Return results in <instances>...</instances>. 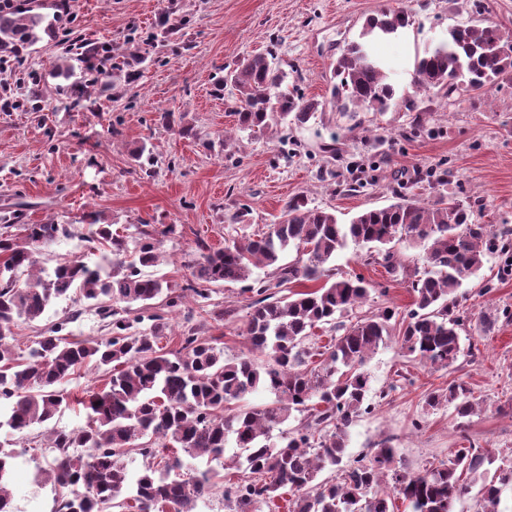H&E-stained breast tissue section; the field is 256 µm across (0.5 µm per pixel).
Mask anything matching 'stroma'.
Here are the masks:
<instances>
[{
    "label": "stroma",
    "mask_w": 512,
    "mask_h": 512,
    "mask_svg": "<svg viewBox=\"0 0 512 512\" xmlns=\"http://www.w3.org/2000/svg\"><path fill=\"white\" fill-rule=\"evenodd\" d=\"M69 19L44 35L40 52L0 73V88L37 102L29 112H0V215L18 210L27 224L55 221L74 225L75 237L42 246L40 260L51 267L63 259L97 261L98 243L86 240L90 225L108 224L134 234L148 223L161 230L164 274L184 285L197 257L196 244L223 246L265 231L288 197L303 194L312 206L335 211L341 222L358 212L394 202L398 186L431 203L443 196L481 201L480 221L512 228V82L503 80L487 95L460 93L451 99L418 97L419 110L401 107L350 115L328 107L302 127L283 135L236 128L216 83L224 68L277 41L282 65L293 66L306 98L328 99L330 66L358 40L366 21L393 10L407 11L410 24L381 45L398 95L413 93L418 57L446 38L448 28L485 8L512 37V0H71ZM177 32L166 46L150 37L162 25ZM108 45L123 68L109 88L89 72L80 42ZM165 112H186L195 137L161 120ZM232 143H225V136ZM148 144L157 163L144 178L130 152ZM448 170L447 182L435 179ZM241 223L231 215L240 205ZM172 234H165V227ZM366 251L348 247L330 261L337 276L361 275L370 282L355 316L385 308L404 312L413 296L408 282L381 265H365ZM469 315L460 333L463 355L457 373L408 362L396 340L369 360L375 408L350 429L348 453L358 456L389 441L396 460L411 471L438 463L449 449L473 441L512 452V256L487 250L478 276L458 290ZM248 295L239 282L216 286L209 299L185 298L170 312L173 327L186 323L216 339L225 358L246 350L243 334ZM235 317L219 319L226 307ZM70 337L100 340L108 331L82 300L58 301L41 318L21 321L12 344L26 352L38 336L72 310ZM497 314L493 331L480 318ZM462 378L482 406L471 419L451 409L425 411V394ZM45 429L33 426L12 438L18 454L10 486L16 512H52L51 485L35 474L48 456L32 451Z\"/></svg>",
    "instance_id": "1"
}]
</instances>
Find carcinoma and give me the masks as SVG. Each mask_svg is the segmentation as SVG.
<instances>
[{
    "mask_svg": "<svg viewBox=\"0 0 512 512\" xmlns=\"http://www.w3.org/2000/svg\"><path fill=\"white\" fill-rule=\"evenodd\" d=\"M409 23L404 10L386 12L370 18L360 38L382 39ZM508 76L512 45L482 18L448 28V40L417 59L413 85L418 93L448 98L462 89L485 95ZM288 78L271 49L224 74L219 90L227 94L239 130L303 126L325 106L305 98ZM328 104L355 113L418 107L414 98L396 96L380 60L357 41L336 61ZM186 116L166 112L163 120L191 136ZM481 210L454 197L428 204L403 195L342 224L335 211L311 207L295 195L247 243L228 240L217 249L199 243L186 290L207 300L213 285L247 281L246 291L253 294L246 312L249 349L232 360L194 325L177 333L178 348L159 346L171 328L155 301L170 296L172 285L146 272L159 263L156 230H138L135 257L128 261V236L100 224L93 237L106 247L95 265L72 260L51 268L38 264L40 247L72 237V225L25 224L21 238L0 233V512H14L9 482L16 452L10 436L68 408L69 396L60 386L88 365L107 379L81 400L87 423L50 430L44 449L54 456L49 468L38 471L53 482L56 512H196L198 502L216 492L237 512H250L257 503L283 498L285 489L291 493L289 512H395L397 497L411 512H455L475 485L481 512H499L502 490L512 486V466L487 476L498 450L472 443L450 448L446 459L416 472L393 468L395 449L386 441L347 458L348 429L374 408L364 366L392 336L395 312L340 323L366 299L369 284L361 275L333 280L325 269L350 243L370 248L368 259L390 272L407 270L397 244L423 248L424 270L409 274L413 302L402 317L398 342L421 366L453 370L462 354L459 331L468 320L459 309L458 290L481 269L484 244L493 235L492 225L478 223ZM290 249L297 259L280 263ZM263 268L271 269L273 279L253 277ZM292 284L300 290L282 293ZM72 293L108 321L109 336L68 340L64 332L79 315L75 311L53 323L26 355H17L7 340L17 322L41 317ZM145 319L147 329H133ZM326 326L343 333L320 348L308 347L314 329ZM262 389L276 395L274 403L240 406ZM445 405L459 418L480 412L461 379L426 394V409ZM295 412L304 421L283 437L284 445L272 442V431ZM228 447L239 449L230 457L241 472L234 481L221 472ZM135 455L143 467L133 471L128 464ZM324 470L331 475L320 481Z\"/></svg>",
    "mask_w": 512,
    "mask_h": 512,
    "instance_id": "obj_1",
    "label": "carcinoma"
}]
</instances>
